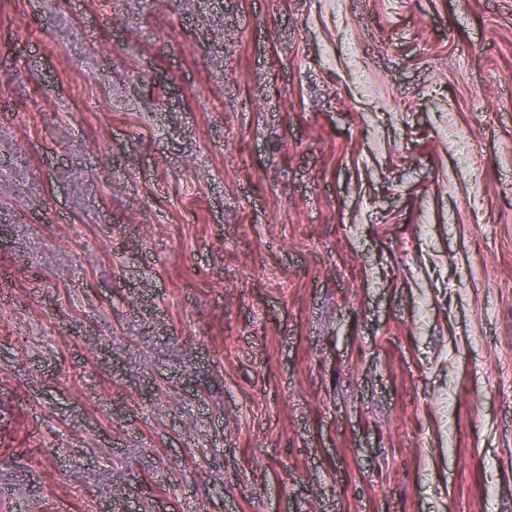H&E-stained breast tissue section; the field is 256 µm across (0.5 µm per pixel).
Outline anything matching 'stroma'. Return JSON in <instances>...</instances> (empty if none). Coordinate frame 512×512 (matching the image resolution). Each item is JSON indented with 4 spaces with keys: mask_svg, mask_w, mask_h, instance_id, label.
<instances>
[{
    "mask_svg": "<svg viewBox=\"0 0 512 512\" xmlns=\"http://www.w3.org/2000/svg\"><path fill=\"white\" fill-rule=\"evenodd\" d=\"M0 512H512V0H0Z\"/></svg>",
    "mask_w": 512,
    "mask_h": 512,
    "instance_id": "stroma-1",
    "label": "stroma"
}]
</instances>
